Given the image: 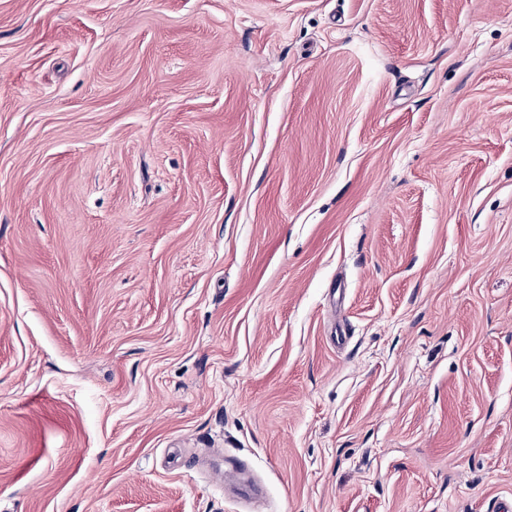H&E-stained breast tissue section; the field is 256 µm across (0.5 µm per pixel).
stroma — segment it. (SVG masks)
<instances>
[{"instance_id":"1","label":"stroma","mask_w":512,"mask_h":512,"mask_svg":"<svg viewBox=\"0 0 512 512\" xmlns=\"http://www.w3.org/2000/svg\"><path fill=\"white\" fill-rule=\"evenodd\" d=\"M512 499V0H0V512Z\"/></svg>"}]
</instances>
